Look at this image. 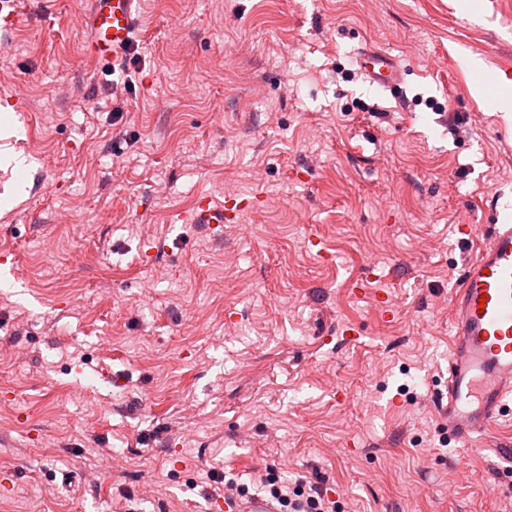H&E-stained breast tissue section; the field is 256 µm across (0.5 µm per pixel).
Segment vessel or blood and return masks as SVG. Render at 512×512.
<instances>
[{
    "label": "vessel or blood",
    "mask_w": 512,
    "mask_h": 512,
    "mask_svg": "<svg viewBox=\"0 0 512 512\" xmlns=\"http://www.w3.org/2000/svg\"><path fill=\"white\" fill-rule=\"evenodd\" d=\"M138 0H91L89 57L120 70L140 19ZM358 64L369 82L387 89L400 84L404 69L389 53L366 48ZM200 224H222L228 216L208 196L195 204ZM455 336L448 360L446 392L436 403L440 426L449 439L468 441L489 432L512 403V224L489 225L477 256L463 267L451 298ZM213 512H278L266 497L211 503Z\"/></svg>",
    "instance_id": "b4317fda"
}]
</instances>
